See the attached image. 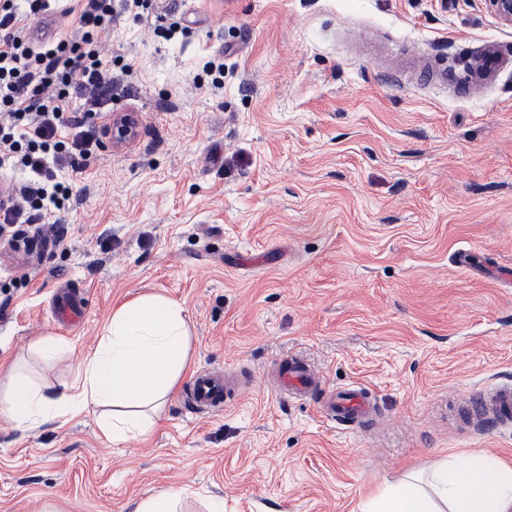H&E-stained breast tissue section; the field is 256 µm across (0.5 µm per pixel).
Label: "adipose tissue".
Instances as JSON below:
<instances>
[{"mask_svg": "<svg viewBox=\"0 0 512 512\" xmlns=\"http://www.w3.org/2000/svg\"><path fill=\"white\" fill-rule=\"evenodd\" d=\"M191 343L182 305L139 296L113 311L96 349L57 393L22 372L18 360L0 363V415L37 429L90 413L112 442L149 436L191 365ZM371 512H512V467L473 455L438 463L427 486L410 481L382 493Z\"/></svg>", "mask_w": 512, "mask_h": 512, "instance_id": "ef3b65f1", "label": "adipose tissue"}]
</instances>
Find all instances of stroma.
Returning a JSON list of instances; mask_svg holds the SVG:
<instances>
[{"instance_id": "stroma-1", "label": "stroma", "mask_w": 512, "mask_h": 512, "mask_svg": "<svg viewBox=\"0 0 512 512\" xmlns=\"http://www.w3.org/2000/svg\"><path fill=\"white\" fill-rule=\"evenodd\" d=\"M77 0H48L33 44L69 36ZM176 6L188 25L156 31ZM98 38L125 78L111 110L139 136L95 150L54 244L0 245V362L54 335L51 389L72 380L113 310L181 303L192 371L250 389L195 414L180 382L147 438L93 416L37 431L0 417V512H131L183 489L179 512H365L435 462L512 466V425L461 423L456 399L512 382V26L487 0L113 2ZM223 72H216V63ZM297 356L330 388L366 385L374 426L344 430L319 398L275 392Z\"/></svg>"}]
</instances>
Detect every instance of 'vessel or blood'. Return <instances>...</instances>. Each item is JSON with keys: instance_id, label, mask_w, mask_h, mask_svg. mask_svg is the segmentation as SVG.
I'll return each instance as SVG.
<instances>
[{"instance_id": "vessel-or-blood-1", "label": "vessel or blood", "mask_w": 512, "mask_h": 512, "mask_svg": "<svg viewBox=\"0 0 512 512\" xmlns=\"http://www.w3.org/2000/svg\"><path fill=\"white\" fill-rule=\"evenodd\" d=\"M276 387L279 393L295 398H307L321 393V407L327 420L339 425H361L373 421L379 406L366 388L352 385L343 389L323 391L321 373L307 361L295 357L276 365ZM246 389L245 383L230 372L201 371L193 379L187 393V405L195 412L222 410L224 402ZM488 416L501 422L512 421V384H496L479 392L475 408L460 406L459 419H471L473 414Z\"/></svg>"}]
</instances>
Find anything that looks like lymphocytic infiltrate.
<instances>
[{
  "mask_svg": "<svg viewBox=\"0 0 512 512\" xmlns=\"http://www.w3.org/2000/svg\"><path fill=\"white\" fill-rule=\"evenodd\" d=\"M0 0V156L28 173L25 186L0 192V222L38 224L62 242L51 218L73 192L71 175L84 171L95 144L88 108L111 101V66L100 57L95 36L112 20V0H83L68 39L29 46V22L45 0Z\"/></svg>",
  "mask_w": 512,
  "mask_h": 512,
  "instance_id": "f902f5d3",
  "label": "lymphocytic infiltrate"
}]
</instances>
